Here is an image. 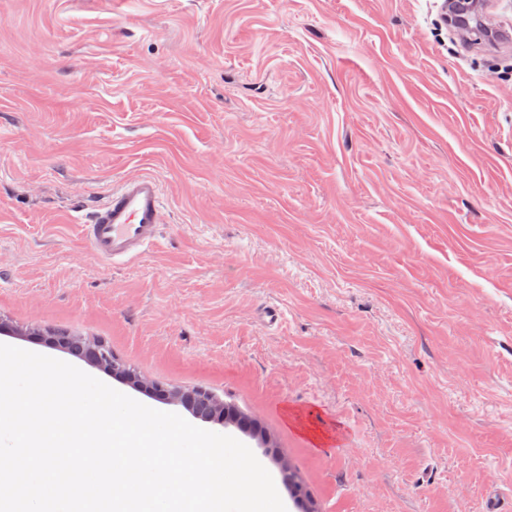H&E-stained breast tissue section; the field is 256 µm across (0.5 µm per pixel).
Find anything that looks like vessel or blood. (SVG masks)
I'll return each mask as SVG.
<instances>
[{
  "label": "vessel or blood",
  "mask_w": 512,
  "mask_h": 512,
  "mask_svg": "<svg viewBox=\"0 0 512 512\" xmlns=\"http://www.w3.org/2000/svg\"><path fill=\"white\" fill-rule=\"evenodd\" d=\"M163 222L164 200L159 182L147 174H133L125 177L107 201L96 208L84 226V238L97 259L122 265L155 244Z\"/></svg>",
  "instance_id": "obj_1"
}]
</instances>
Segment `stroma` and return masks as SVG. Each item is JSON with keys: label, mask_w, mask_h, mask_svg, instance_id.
Here are the masks:
<instances>
[{"label": "stroma", "mask_w": 512, "mask_h": 512, "mask_svg": "<svg viewBox=\"0 0 512 512\" xmlns=\"http://www.w3.org/2000/svg\"><path fill=\"white\" fill-rule=\"evenodd\" d=\"M450 36L433 0H0V313L234 399L323 512L512 496V46ZM131 173L165 220L113 267L82 224Z\"/></svg>", "instance_id": "obj_1"}]
</instances>
